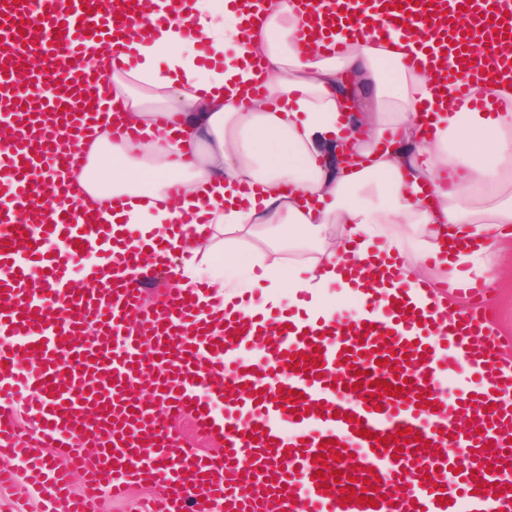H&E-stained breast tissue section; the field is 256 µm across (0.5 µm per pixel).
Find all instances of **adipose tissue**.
Segmentation results:
<instances>
[{
  "label": "adipose tissue",
  "instance_id": "1",
  "mask_svg": "<svg viewBox=\"0 0 512 512\" xmlns=\"http://www.w3.org/2000/svg\"><path fill=\"white\" fill-rule=\"evenodd\" d=\"M295 2L267 0L247 26L233 0H193L168 23L135 26L120 49L98 50L105 108L138 135L88 131L79 210L113 230L136 225L146 255L165 237L177 255L167 279L205 287L207 311L234 302L332 318L330 293H348L351 273L380 281L365 264L374 254H406L400 280L414 288L420 256L458 287L474 275L494 286V255L512 244V108L455 111L429 71L406 66L414 42L397 29L338 58L301 47ZM288 228L304 232L289 250L305 238L313 256L285 264L260 251L247 273L225 274L233 244Z\"/></svg>",
  "mask_w": 512,
  "mask_h": 512
}]
</instances>
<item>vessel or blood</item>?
<instances>
[{
    "mask_svg": "<svg viewBox=\"0 0 512 512\" xmlns=\"http://www.w3.org/2000/svg\"><path fill=\"white\" fill-rule=\"evenodd\" d=\"M143 0H0V457L30 473L41 512H99L149 482L147 512H512V337L486 288L453 317L420 288L359 289L353 320L231 309L211 323L193 291L113 276L91 294L73 266L96 252L139 265L128 237L99 235L71 200L77 144L102 106L91 50L121 46ZM303 45L341 55L376 26L426 30L409 67L455 85L457 111L496 112L472 83H512V0H297ZM41 69L16 74L31 56ZM44 293L28 286L32 275ZM23 390L25 424L8 403ZM190 416L224 442L180 448ZM94 456H87V447ZM67 458L49 466L45 452ZM82 470L74 493L71 469Z\"/></svg>",
    "mask_w": 512,
    "mask_h": 512,
    "instance_id": "1",
    "label": "vessel or blood"
}]
</instances>
